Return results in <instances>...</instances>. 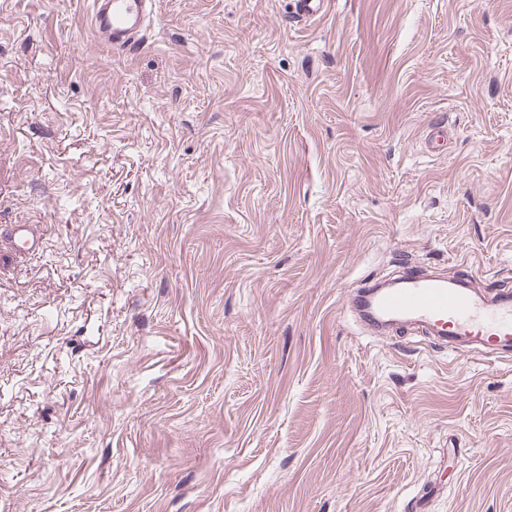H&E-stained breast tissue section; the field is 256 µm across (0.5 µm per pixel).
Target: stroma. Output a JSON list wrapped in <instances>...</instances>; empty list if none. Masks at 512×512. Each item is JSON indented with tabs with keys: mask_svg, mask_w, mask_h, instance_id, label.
<instances>
[{
	"mask_svg": "<svg viewBox=\"0 0 512 512\" xmlns=\"http://www.w3.org/2000/svg\"><path fill=\"white\" fill-rule=\"evenodd\" d=\"M156 2L0 0V512H512V358L347 309L512 287V0ZM153 4V0H92V28L111 48L131 49L151 20ZM41 236L32 227V224H6L0 226V240L11 243L22 255L39 252Z\"/></svg>",
	"mask_w": 512,
	"mask_h": 512,
	"instance_id": "obj_1",
	"label": "stroma"
}]
</instances>
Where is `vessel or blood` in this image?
Wrapping results in <instances>:
<instances>
[{
    "label": "vessel or blood",
    "instance_id": "b4317fda",
    "mask_svg": "<svg viewBox=\"0 0 512 512\" xmlns=\"http://www.w3.org/2000/svg\"><path fill=\"white\" fill-rule=\"evenodd\" d=\"M153 4L154 0H92V28L111 48H133L151 20ZM0 240L23 255L38 253L41 244L29 224L0 226ZM352 305L370 322L416 327L457 352L489 359L512 354V291L508 289L488 293L460 277L410 270L392 287L355 292Z\"/></svg>",
    "mask_w": 512,
    "mask_h": 512
}]
</instances>
